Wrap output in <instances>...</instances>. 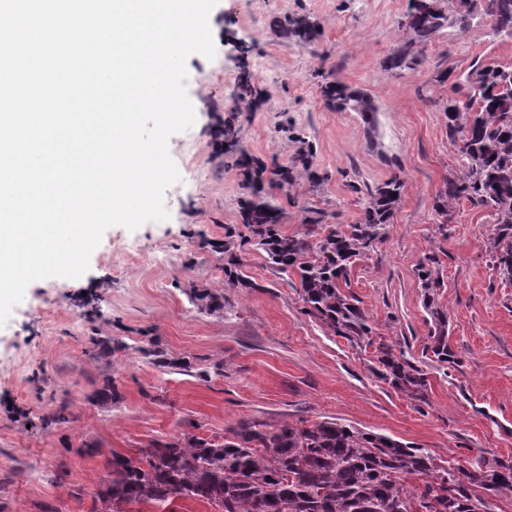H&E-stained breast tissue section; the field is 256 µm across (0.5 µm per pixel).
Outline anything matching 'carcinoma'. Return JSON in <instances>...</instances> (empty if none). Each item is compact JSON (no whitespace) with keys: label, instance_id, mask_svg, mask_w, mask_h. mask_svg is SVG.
Returning <instances> with one entry per match:
<instances>
[{"label":"carcinoma","instance_id":"1","mask_svg":"<svg viewBox=\"0 0 512 512\" xmlns=\"http://www.w3.org/2000/svg\"><path fill=\"white\" fill-rule=\"evenodd\" d=\"M450 13L463 31L472 16L481 15L490 20L495 33L512 38V0H408L400 26L411 38L392 51L388 68L412 69L427 44L448 26ZM272 27L303 43L313 42L317 35L315 24L304 17L275 18ZM451 92L444 112L461 172L444 182L435 208L446 215L456 202L467 200L491 209L496 224L489 243L491 257L501 274L512 280V68L479 64L468 72L465 83H453ZM321 98L326 108L358 112L374 125L377 108L363 90L333 77L321 86ZM297 141L298 154L289 166L241 155V219L249 235L204 239L223 262L224 287L189 280L184 292L200 312L224 316V289L258 287L242 271L246 255L256 251L279 279L286 282L297 276L303 312L333 335L363 350L373 349L374 375L408 398L424 402L426 373L396 353L391 337L375 331L361 300L350 291L353 265L384 242L405 183L394 175L366 188L360 218L343 230L326 223L323 210L307 208L303 231L290 235L282 230L285 209L273 190L291 191L304 173L314 189L324 182L310 171L312 145L300 136ZM439 250L431 248L418 269L431 324L423 354L453 367L459 360L448 341V313L435 300L444 285ZM89 341L98 359L112 355V347H122L110 336H91ZM136 351L163 373L193 369L191 361L172 357L152 338ZM89 400L101 407L114 403L112 377H105ZM68 408L61 401L43 424L71 422ZM106 467L107 479L91 512H126L129 504L178 497L215 503L222 512H467L472 499L512 492V463L483 459L471 470L439 459L427 448L334 420L278 425L241 421L219 440L185 431L131 455L114 452Z\"/></svg>","mask_w":512,"mask_h":512}]
</instances>
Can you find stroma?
<instances>
[{"label":"stroma","mask_w":512,"mask_h":512,"mask_svg":"<svg viewBox=\"0 0 512 512\" xmlns=\"http://www.w3.org/2000/svg\"><path fill=\"white\" fill-rule=\"evenodd\" d=\"M408 0H219L209 15L214 58L191 55L187 93L196 121L174 134L168 150L180 180L165 192L170 217L136 230L108 228L77 279L32 282L0 326V505L5 512H91L106 479L104 455L123 454L195 430L223 436L237 421L333 419L366 432L430 449L472 466L480 457L512 462V281L489 252L494 232L488 208L462 202L451 215L435 198L461 163L448 139L443 74H465L474 59L512 66V39L488 20L466 30L444 27L415 69L386 70L390 52L406 40L399 22ZM304 17L319 34L309 44L275 36L276 17ZM250 45L240 65L232 44ZM260 96L239 97L242 69ZM364 90L378 109L374 127L356 112L324 107V73ZM231 122L237 144L217 152L212 132ZM313 145L312 167L329 179L318 192L293 188L283 207L285 231L302 228L303 209H324L342 228L360 216L363 195L393 175L405 180L402 201L375 251L350 274L378 332L394 337L428 379L416 402L376 378L372 352L330 335L303 312L294 284L279 280L259 253L249 254L250 291L225 288L224 272L204 238L241 235L240 154L290 163L295 136ZM441 246L445 283L438 304L448 312L450 344L459 363L443 368L424 359L430 331L417 268ZM200 279L224 291V315L199 313L182 282ZM101 333L125 344L107 360L88 355ZM156 338L193 372L161 373L137 352ZM224 373L202 378L212 361ZM111 375L118 401L91 404L93 381ZM67 400L77 419L43 430L40 417ZM99 447L83 453L84 444Z\"/></svg>","instance_id":"obj_1"}]
</instances>
